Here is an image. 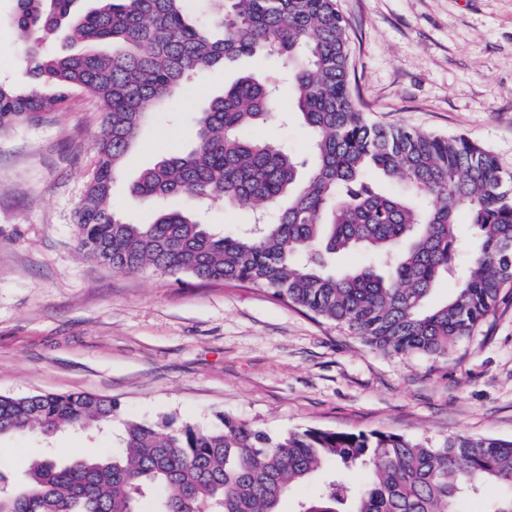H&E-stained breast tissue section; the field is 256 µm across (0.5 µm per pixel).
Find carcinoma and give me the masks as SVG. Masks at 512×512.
<instances>
[{
    "label": "carcinoma",
    "mask_w": 512,
    "mask_h": 512,
    "mask_svg": "<svg viewBox=\"0 0 512 512\" xmlns=\"http://www.w3.org/2000/svg\"><path fill=\"white\" fill-rule=\"evenodd\" d=\"M16 0L15 25L35 88L0 82V132L82 92L103 112L98 163L77 210L87 257L123 271L186 275L259 288L387 354L444 356L512 288V173L464 136L369 120L354 95L349 33L337 0ZM67 29L91 49L46 55L38 33ZM112 45V53L93 50ZM288 73L292 104L311 134L314 163L250 136L279 114L270 76L246 74L196 118L189 150L161 159L130 187L138 199L189 196L252 209L254 223L219 236L182 211L126 221L112 186L138 132L186 81L240 57ZM407 191L385 192L380 181ZM475 236L457 234L460 213ZM361 250L369 262L336 268ZM461 250L469 265L446 302L430 306ZM112 400L87 392L0 395V437L101 430ZM119 449L64 462L29 460L15 483L0 465V512H282L296 486L316 492L289 512H457L465 495L484 512H512V440L457 434L434 443L378 430L279 435L224 415L200 429L170 419H122ZM360 469L367 482L347 472Z\"/></svg>",
    "instance_id": "obj_1"
}]
</instances>
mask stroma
I'll return each instance as SVG.
<instances>
[{
	"mask_svg": "<svg viewBox=\"0 0 512 512\" xmlns=\"http://www.w3.org/2000/svg\"><path fill=\"white\" fill-rule=\"evenodd\" d=\"M349 25L352 84L374 120L464 135L512 172V0H338ZM0 0V73L29 88ZM243 57L182 85L145 125L112 188L133 223L190 208L129 194L139 173L188 150L195 119L241 72ZM99 103L73 92L38 122L0 133V394L89 392L152 423L206 428L228 414L279 434L297 428L381 430L433 441L512 440V290L444 357L388 355L263 290L188 276L125 272L76 246L75 215L93 176ZM120 424L49 440L0 438L23 480L26 462L116 447Z\"/></svg>",
	"mask_w": 512,
	"mask_h": 512,
	"instance_id": "1",
	"label": "stroma"
}]
</instances>
